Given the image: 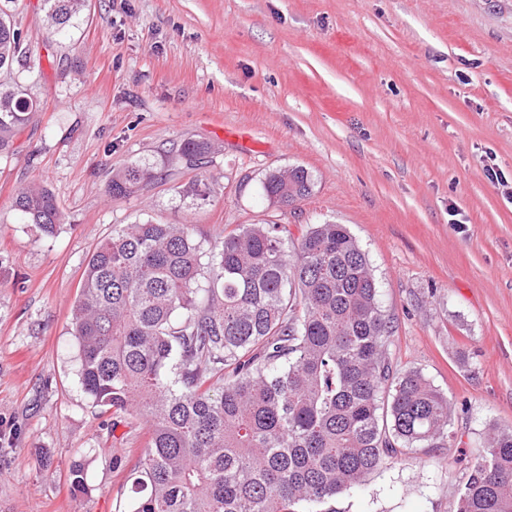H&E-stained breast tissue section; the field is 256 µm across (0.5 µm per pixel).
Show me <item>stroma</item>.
<instances>
[{
    "instance_id": "stroma-1",
    "label": "stroma",
    "mask_w": 512,
    "mask_h": 512,
    "mask_svg": "<svg viewBox=\"0 0 512 512\" xmlns=\"http://www.w3.org/2000/svg\"><path fill=\"white\" fill-rule=\"evenodd\" d=\"M23 36L1 81L40 108L0 153V512H123L143 423L82 390L71 309L97 243L119 224H188L203 250L268 220L299 238L347 225L393 317L392 366L454 405L450 448L377 470L337 512H456L465 459L512 428V0H87ZM214 145L204 172L174 143ZM160 178L111 198L114 170ZM300 166L310 194L269 205L260 183ZM222 194L200 201L198 175ZM36 182L62 214L43 235L15 208ZM82 463L86 493L69 487Z\"/></svg>"
}]
</instances>
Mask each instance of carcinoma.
<instances>
[{
  "mask_svg": "<svg viewBox=\"0 0 512 512\" xmlns=\"http://www.w3.org/2000/svg\"><path fill=\"white\" fill-rule=\"evenodd\" d=\"M44 4L58 32L85 0ZM21 45L0 9V69ZM36 109L20 85L0 84V151ZM211 149L176 144L198 168ZM156 178L128 166L109 194L127 198ZM194 191L206 200L223 188L202 175ZM261 191L290 206L311 177L274 170ZM15 207L47 236L61 220L43 185L19 191ZM71 326L83 391L146 427L127 512H336V497L388 460L455 439L448 398L387 360L392 318L343 224H312L295 243L284 224H245L207 254L189 224L118 225L88 260ZM467 469L457 512H512V430H491ZM69 480L86 490L82 464Z\"/></svg>",
  "mask_w": 512,
  "mask_h": 512,
  "instance_id": "carcinoma-1",
  "label": "carcinoma"
}]
</instances>
